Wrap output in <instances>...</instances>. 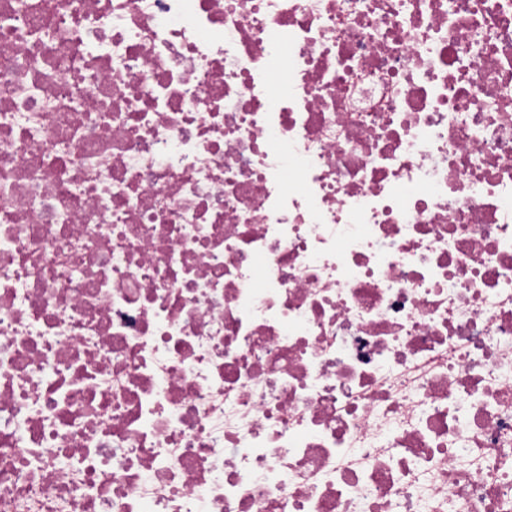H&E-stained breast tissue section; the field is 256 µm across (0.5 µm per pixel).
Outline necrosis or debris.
Returning a JSON list of instances; mask_svg holds the SVG:
<instances>
[{"label":"necrosis or debris","mask_w":512,"mask_h":512,"mask_svg":"<svg viewBox=\"0 0 512 512\" xmlns=\"http://www.w3.org/2000/svg\"><path fill=\"white\" fill-rule=\"evenodd\" d=\"M0 512H512V0H0Z\"/></svg>","instance_id":"1"}]
</instances>
